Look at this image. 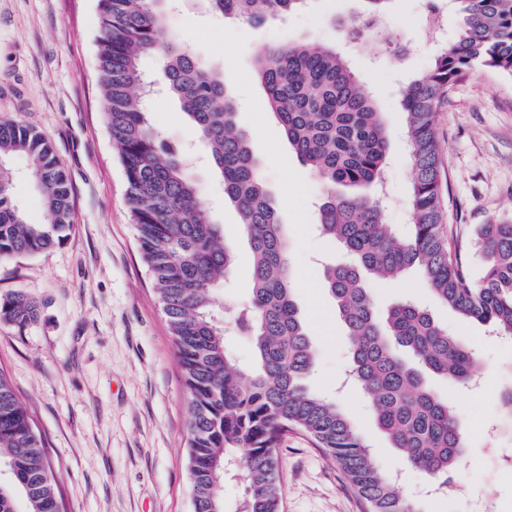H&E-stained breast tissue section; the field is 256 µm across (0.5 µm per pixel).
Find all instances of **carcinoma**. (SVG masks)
I'll use <instances>...</instances> for the list:
<instances>
[{
	"label": "carcinoma",
	"mask_w": 512,
	"mask_h": 512,
	"mask_svg": "<svg viewBox=\"0 0 512 512\" xmlns=\"http://www.w3.org/2000/svg\"><path fill=\"white\" fill-rule=\"evenodd\" d=\"M305 0H204L231 20L262 24ZM349 20L354 42L388 41L374 18L391 0H364ZM459 33L436 48L431 69L401 89L409 143L413 224L401 237L385 222L373 191L383 187L388 153L384 120L362 91L348 59L314 42L269 45L255 53L257 78L289 148L322 181V235L349 256L327 265L323 280L348 337L350 372L368 397L379 432L404 462L440 487L453 480L468 447L462 418L431 378L458 387L474 375L476 349L448 333L408 300L377 311L369 276L420 272L427 290L460 316L512 339V224H481L479 275L463 264L445 233L447 211L434 115L459 80L475 68L512 75V0H450ZM97 56L105 120L128 185V205L142 258L166 315L189 394L188 447L193 512H224L225 464L234 462L247 488L241 512H280L279 443L290 431L308 435L335 462L367 512H419L396 481L377 468L371 445L336 401L307 385L315 357L294 296V272L278 205L264 183L247 132L222 73L187 52L171 32L168 0H98ZM158 59L165 97L178 101L208 150L224 193L237 209L250 246L252 294L234 314L249 337L245 365L224 342L217 288L237 255L199 205L188 158L148 118L152 81L142 62ZM15 154L30 162L43 219L30 222L11 194ZM67 173L48 137L0 120V259L34 255L64 243L73 230ZM39 314L22 293L0 296V322L23 328ZM0 512H61L59 484L45 441L0 369Z\"/></svg>",
	"instance_id": "carcinoma-1"
}]
</instances>
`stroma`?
<instances>
[{"instance_id":"obj_1","label":"stroma","mask_w":512,"mask_h":512,"mask_svg":"<svg viewBox=\"0 0 512 512\" xmlns=\"http://www.w3.org/2000/svg\"><path fill=\"white\" fill-rule=\"evenodd\" d=\"M427 4L394 0L377 21L393 34V43L370 40L350 54L351 68L389 133L384 218L402 236L411 227V169L400 91L433 64L435 45L422 34ZM360 10V0H308L284 19L250 24L216 17L202 0H175L169 23L192 53L221 63L238 104V124L250 133L265 185L281 202L295 297L315 354L311 389L335 396L372 443L378 468L400 475L406 498L422 512H482L490 501L500 512H512V470L503 468L504 457L512 456V427L497 421L500 394L512 387V346L434 300L418 273L369 282L378 309L400 299L420 302L478 351L482 387L452 391L444 380L433 381L464 417L470 452L455 479L474 485L475 493L458 502L428 496V477L387 448L369 402L345 380L346 343L321 274L322 262L338 255L316 228L324 187L290 150L256 78L254 55L266 43L341 45L343 21ZM100 25L97 0H0V117L50 138L71 182L74 211V229L63 244L0 261V295L21 292L39 305L36 322L25 329L0 322V367L45 439L65 512H192L188 396L104 120L96 53ZM150 120L170 142L195 153L192 175L200 204L223 225L238 254L220 301H246L252 288L248 244L194 127L162 98ZM435 136L449 200L447 232L462 262L476 271L478 225L512 224V76L471 71L439 106ZM288 185L299 194L286 203ZM279 461L281 512H366L336 464L305 434L292 431L282 438Z\"/></svg>"}]
</instances>
